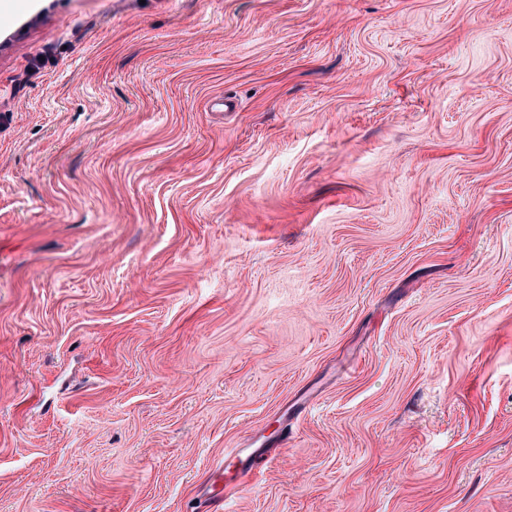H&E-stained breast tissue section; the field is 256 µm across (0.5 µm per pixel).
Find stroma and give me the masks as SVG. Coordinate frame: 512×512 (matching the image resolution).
Returning <instances> with one entry per match:
<instances>
[{
	"mask_svg": "<svg viewBox=\"0 0 512 512\" xmlns=\"http://www.w3.org/2000/svg\"><path fill=\"white\" fill-rule=\"evenodd\" d=\"M0 244V512H512V0H0ZM229 459L232 461L227 467H233V474L231 476H224V487L226 485H236L239 478L251 474L264 465L267 458H262V455L252 452L245 456L243 451L239 448H233L228 453Z\"/></svg>",
	"mask_w": 512,
	"mask_h": 512,
	"instance_id": "stroma-1",
	"label": "stroma"
}]
</instances>
